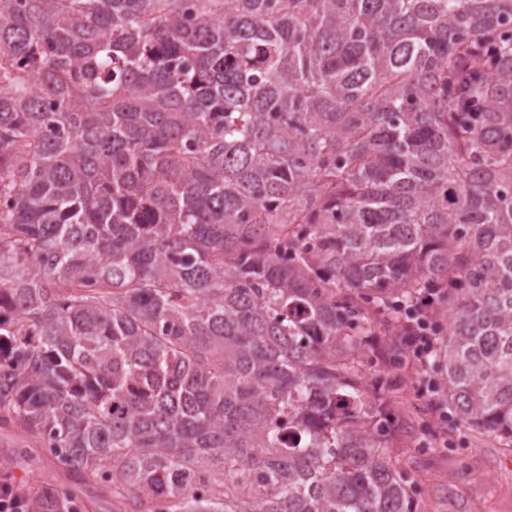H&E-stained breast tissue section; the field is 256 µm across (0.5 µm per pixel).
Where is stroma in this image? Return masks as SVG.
Wrapping results in <instances>:
<instances>
[{
  "instance_id": "35a3bbf8",
  "label": "stroma",
  "mask_w": 512,
  "mask_h": 512,
  "mask_svg": "<svg viewBox=\"0 0 512 512\" xmlns=\"http://www.w3.org/2000/svg\"><path fill=\"white\" fill-rule=\"evenodd\" d=\"M381 347L398 364H383L393 380L390 400L409 430L399 455L418 481V512H512V454L495 437L450 430L419 378V362L403 337L387 334ZM65 468L37 438L15 428L0 435V482L32 500L39 485L65 483Z\"/></svg>"
}]
</instances>
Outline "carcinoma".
<instances>
[{"mask_svg":"<svg viewBox=\"0 0 512 512\" xmlns=\"http://www.w3.org/2000/svg\"><path fill=\"white\" fill-rule=\"evenodd\" d=\"M423 304L512 452V0H0V426L112 512H418ZM79 495L83 498V502L87 508L78 507L79 512H112L111 498L106 496L97 487L88 483L79 487ZM93 501V505L89 503Z\"/></svg>","mask_w":512,"mask_h":512,"instance_id":"carcinoma-1","label":"carcinoma"}]
</instances>
